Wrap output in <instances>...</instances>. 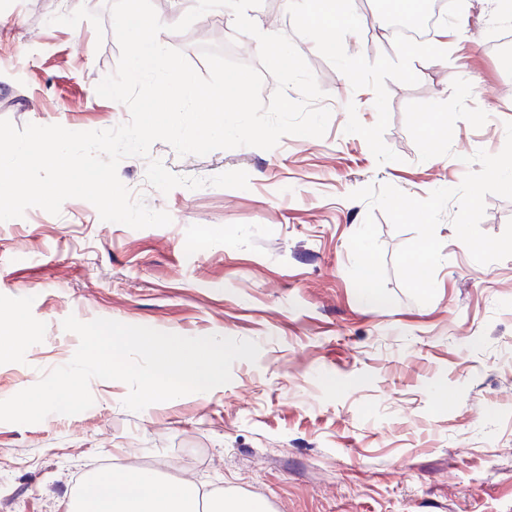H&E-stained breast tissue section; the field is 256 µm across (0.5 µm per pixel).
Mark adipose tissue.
<instances>
[{"mask_svg":"<svg viewBox=\"0 0 512 512\" xmlns=\"http://www.w3.org/2000/svg\"><path fill=\"white\" fill-rule=\"evenodd\" d=\"M308 24L333 54L343 51L334 34L355 26L343 0H311ZM74 506L77 512H262L255 499L237 494L204 495L186 480L164 481L148 469L101 471L90 478Z\"/></svg>","mask_w":512,"mask_h":512,"instance_id":"ef3b65f1","label":"adipose tissue"}]
</instances>
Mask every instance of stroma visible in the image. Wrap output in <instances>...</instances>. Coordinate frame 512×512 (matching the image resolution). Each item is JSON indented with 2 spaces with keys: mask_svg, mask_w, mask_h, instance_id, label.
Returning a JSON list of instances; mask_svg holds the SVG:
<instances>
[{
  "mask_svg": "<svg viewBox=\"0 0 512 512\" xmlns=\"http://www.w3.org/2000/svg\"><path fill=\"white\" fill-rule=\"evenodd\" d=\"M306 10V0H264L248 15L290 37L314 73L331 111L323 137L204 156L157 141L148 158L122 159L120 181L170 215L165 227L102 221L82 199L0 222V313L28 327L0 360V400L71 360V315L260 347L206 393L133 412L125 383L95 379L82 413L0 422V512H68L106 457L250 496L265 512H512V257L476 263L452 203L436 229L431 302L391 274L395 303L377 309L349 275V239L366 216L386 261L415 238L351 192L390 184L424 199L460 185L462 156L503 149L512 70L491 43L512 41V13L456 0L447 23L404 45L361 8L358 27L337 32L336 56ZM160 40L203 75L206 46L259 63L256 39L235 33L225 7ZM119 56L110 0H0V118L72 131L127 123L125 105L96 93ZM432 123L454 131L434 156ZM151 158L206 181L243 170L249 186L165 194L147 184ZM207 231L211 243L198 246Z\"/></svg>",
  "mask_w": 512,
  "mask_h": 512,
  "instance_id": "35a3bbf8",
  "label": "stroma"
}]
</instances>
